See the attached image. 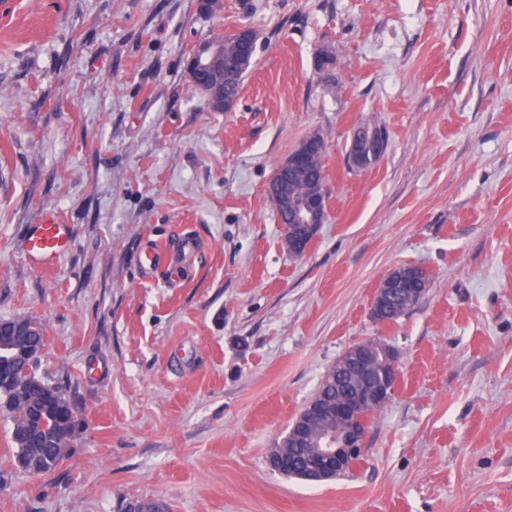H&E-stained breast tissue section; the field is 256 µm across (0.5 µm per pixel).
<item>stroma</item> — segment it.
Returning a JSON list of instances; mask_svg holds the SVG:
<instances>
[{
  "mask_svg": "<svg viewBox=\"0 0 512 512\" xmlns=\"http://www.w3.org/2000/svg\"><path fill=\"white\" fill-rule=\"evenodd\" d=\"M223 2L0 0V319L44 326L38 372L80 422L36 477L0 413V512H512V0ZM242 25L253 66L211 111L192 49ZM367 123L388 143L355 172ZM314 133L328 216L296 256L267 187ZM51 221L72 244L42 270L22 241ZM153 245L178 279L139 265ZM407 264L426 294L374 322ZM375 337L398 379L363 460L322 483L270 469L327 368Z\"/></svg>",
  "mask_w": 512,
  "mask_h": 512,
  "instance_id": "1",
  "label": "stroma"
}]
</instances>
